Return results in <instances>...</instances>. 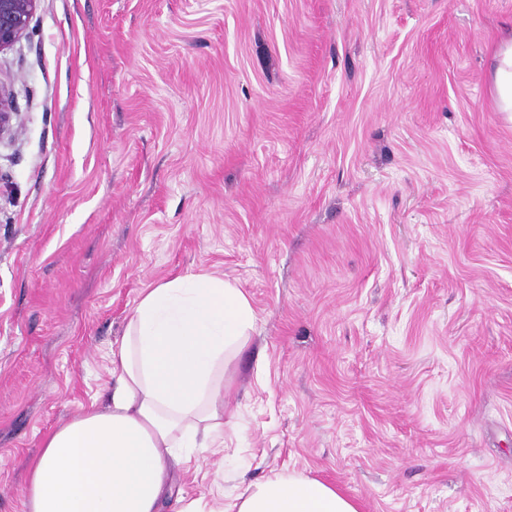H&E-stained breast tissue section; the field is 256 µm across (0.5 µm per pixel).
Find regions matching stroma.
I'll use <instances>...</instances> for the list:
<instances>
[{
  "mask_svg": "<svg viewBox=\"0 0 512 512\" xmlns=\"http://www.w3.org/2000/svg\"><path fill=\"white\" fill-rule=\"evenodd\" d=\"M511 31L512 0H40L0 54V512L146 289L204 274L256 320L163 512L288 474L512 512ZM494 85L502 112H512V37L498 54L494 70ZM18 107L12 88L0 81V140L5 136H14L17 127L13 125V118L17 115Z\"/></svg>",
  "mask_w": 512,
  "mask_h": 512,
  "instance_id": "stroma-1",
  "label": "stroma"
}]
</instances>
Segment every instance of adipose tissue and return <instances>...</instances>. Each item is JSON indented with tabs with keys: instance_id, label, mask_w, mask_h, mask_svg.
Returning <instances> with one entry per match:
<instances>
[{
	"instance_id": "ef3b65f1",
	"label": "adipose tissue",
	"mask_w": 512,
	"mask_h": 512,
	"mask_svg": "<svg viewBox=\"0 0 512 512\" xmlns=\"http://www.w3.org/2000/svg\"><path fill=\"white\" fill-rule=\"evenodd\" d=\"M256 320L231 281L178 276L148 289L109 351L107 406L47 432L29 466L26 512H159L170 461L224 442L226 372ZM225 512H358L335 486L300 476L252 481Z\"/></svg>"
}]
</instances>
